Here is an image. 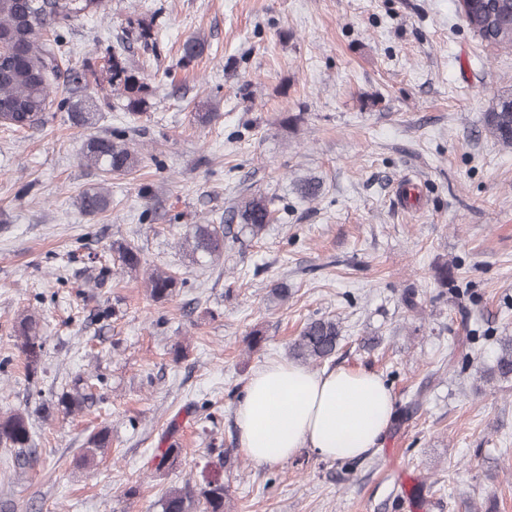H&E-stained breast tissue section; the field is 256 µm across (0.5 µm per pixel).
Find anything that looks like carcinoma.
Returning a JSON list of instances; mask_svg holds the SVG:
<instances>
[{
	"instance_id": "obj_1",
	"label": "carcinoma",
	"mask_w": 512,
	"mask_h": 512,
	"mask_svg": "<svg viewBox=\"0 0 512 512\" xmlns=\"http://www.w3.org/2000/svg\"><path fill=\"white\" fill-rule=\"evenodd\" d=\"M105 7V0H0V41L6 53L0 66V105L9 108L0 112V125L15 130L33 128L43 123L45 112L52 105L51 85L60 74L59 38H40V34L56 21L68 22L86 13ZM463 20L491 48L512 47V0H469ZM204 51V42L187 39L182 59L192 61ZM112 80L123 87L131 115L144 112L146 83L126 68L122 53L112 52ZM69 122L79 128L92 127L96 115L95 96L90 93L62 102ZM485 132L504 146L512 148V99L503 98L484 116ZM80 159L103 178L131 172L138 164L134 149L119 138L89 134L82 143ZM78 207L88 215L107 209L110 204L103 188L90 186L77 198ZM234 218L253 236L259 235L273 221L270 199L264 196L247 198L237 205ZM192 262L210 263L224 253V231L214 224H197L184 238ZM112 251L121 266L134 270L141 264V251L131 243H114ZM178 281L173 275L153 271L148 278L151 297L156 301L170 297ZM31 315L21 321L22 352L27 367L36 368L43 353L44 341L36 331ZM340 327L332 319L308 320L299 336L291 343L289 354L302 362L318 365L336 353ZM490 373L512 377V336L500 341V353ZM87 395L64 391L57 397L58 410L70 415L82 409ZM33 438L28 417L14 411L0 417V445L14 451L15 461L25 456ZM160 512H226L224 479L220 475L203 478L200 484L185 482L165 492L158 500Z\"/></svg>"
}]
</instances>
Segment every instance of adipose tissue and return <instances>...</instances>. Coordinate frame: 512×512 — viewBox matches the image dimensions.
Masks as SVG:
<instances>
[{"mask_svg": "<svg viewBox=\"0 0 512 512\" xmlns=\"http://www.w3.org/2000/svg\"><path fill=\"white\" fill-rule=\"evenodd\" d=\"M393 408L391 389L377 373L314 372L270 361L251 373L236 408L238 443L259 464L288 460L305 448L325 459H357L379 446Z\"/></svg>", "mask_w": 512, "mask_h": 512, "instance_id": "obj_1", "label": "adipose tissue"}]
</instances>
